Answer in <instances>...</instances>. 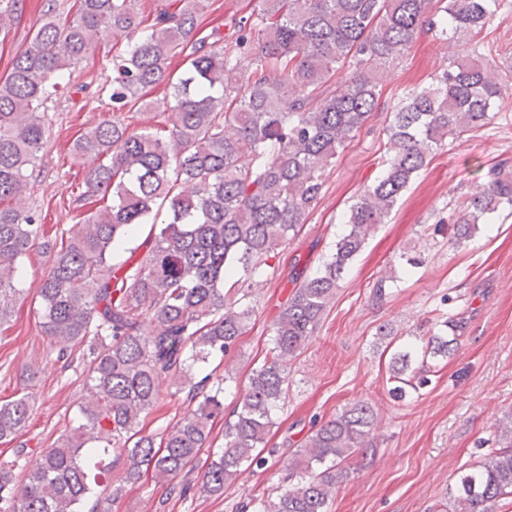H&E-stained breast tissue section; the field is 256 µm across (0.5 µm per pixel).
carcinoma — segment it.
<instances>
[{
    "instance_id": "cac0c4a2",
    "label": "carcinoma",
    "mask_w": 512,
    "mask_h": 512,
    "mask_svg": "<svg viewBox=\"0 0 512 512\" xmlns=\"http://www.w3.org/2000/svg\"><path fill=\"white\" fill-rule=\"evenodd\" d=\"M435 1L443 6L433 9ZM199 2L175 0L150 19L136 0H74L65 13L45 0L32 42L0 76V326L27 292L16 287L19 262L32 250L47 255L35 287L39 324L58 359L83 348L86 389L83 422L41 449L21 481L0 466V512H82L86 500L98 507L105 493L114 497L122 482L145 476L166 486L169 498L184 499L199 464L201 493L263 469L275 452L268 443L288 364L316 332L371 231L387 223L431 155L487 126L506 93L498 50L474 40L512 6L506 0H257L249 14L210 28ZM23 11L24 0H0V27ZM109 32L127 34L112 56V118L72 146L76 156L101 159L85 173L73 209L95 197L103 204L86 210L80 230L59 243L25 202L28 171L45 144L47 102ZM422 33L462 50L435 83L396 98L381 176L350 206L322 267L294 272L271 325L270 354L224 423V447L200 461L224 414L227 378L197 375L245 334L253 309L238 295L299 235L340 149L378 110L383 84ZM158 87L162 98H146ZM139 104L158 109L144 129L125 116ZM504 210L512 211V168L501 161L448 215V229L455 243L467 242ZM143 224L150 230L141 246L114 260ZM460 329L450 316L425 350L396 347L393 392L417 389V354L451 356ZM170 375L190 404L162 432L147 433L142 421ZM33 407L26 394L1 402L0 440L23 436ZM375 421L372 406L356 401L321 422L292 451L281 485L242 512H328L349 476L345 463L372 447ZM497 437L504 446L460 476L451 494L459 512H494L512 496V428H498Z\"/></svg>"
}]
</instances>
